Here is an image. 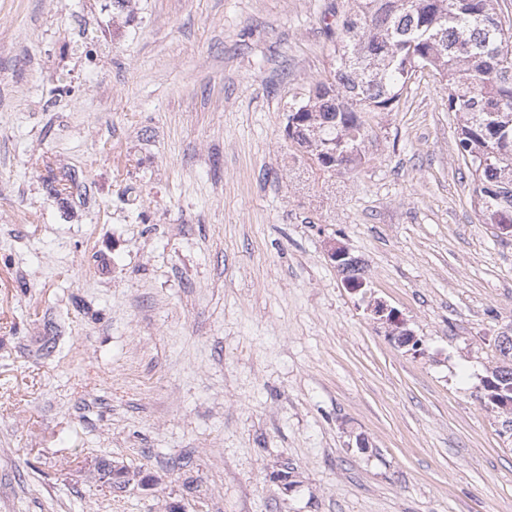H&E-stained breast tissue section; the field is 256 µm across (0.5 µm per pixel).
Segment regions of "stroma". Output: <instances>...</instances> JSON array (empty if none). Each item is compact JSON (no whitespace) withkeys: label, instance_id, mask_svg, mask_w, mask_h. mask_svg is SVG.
Instances as JSON below:
<instances>
[{"label":"stroma","instance_id":"35a3bbf8","mask_svg":"<svg viewBox=\"0 0 512 512\" xmlns=\"http://www.w3.org/2000/svg\"><path fill=\"white\" fill-rule=\"evenodd\" d=\"M347 6L0 0V512H512L481 399L512 237L479 221L444 86L417 75L354 173L289 153ZM104 459L154 488H102ZM328 256L336 263V267L344 274V285L352 291L365 288L366 282L358 271V262L344 245L333 242L328 246ZM370 311L377 321L386 323L391 327V336L401 347L411 346L413 350H417L419 343L411 330L406 328V323L398 312L392 308H388L387 304L382 300H374L370 304Z\"/></svg>","mask_w":512,"mask_h":512}]
</instances>
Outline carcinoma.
I'll use <instances>...</instances> for the list:
<instances>
[{"mask_svg": "<svg viewBox=\"0 0 512 512\" xmlns=\"http://www.w3.org/2000/svg\"><path fill=\"white\" fill-rule=\"evenodd\" d=\"M329 76L309 95L288 102V143L315 175L351 173L365 160L371 119L395 112L418 73L448 90L459 118L456 151L468 176L480 223L512 226V29L503 28L496 0H351L336 24ZM45 182L57 194L75 178ZM99 468L127 485L129 471L102 460Z\"/></svg>", "mask_w": 512, "mask_h": 512, "instance_id": "carcinoma-1", "label": "carcinoma"}]
</instances>
